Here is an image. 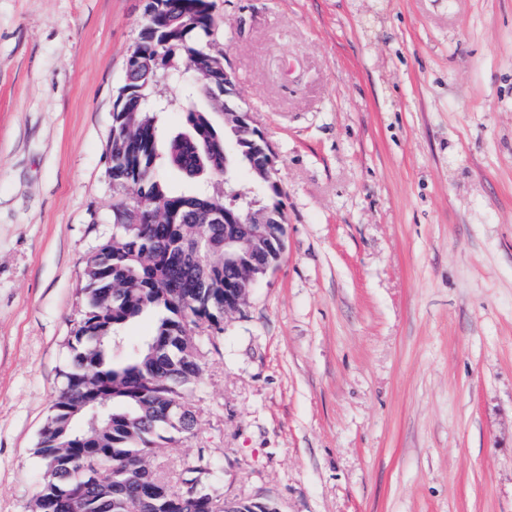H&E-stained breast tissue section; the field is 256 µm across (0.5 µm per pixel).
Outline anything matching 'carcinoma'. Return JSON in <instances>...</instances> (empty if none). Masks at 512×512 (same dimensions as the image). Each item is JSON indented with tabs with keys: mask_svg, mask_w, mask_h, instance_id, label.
Listing matches in <instances>:
<instances>
[{
	"mask_svg": "<svg viewBox=\"0 0 512 512\" xmlns=\"http://www.w3.org/2000/svg\"><path fill=\"white\" fill-rule=\"evenodd\" d=\"M213 0H164L157 9L146 4L135 49L143 58L129 74L136 96L114 106L112 138L107 149L123 145L112 156V181L144 194L161 207L172 224L119 227L103 238L84 263L81 306L68 343V371L46 417L35 454L43 475L33 497L32 512H69L68 492L86 487L78 512H214L224 501L211 494L195 507L181 506L183 484L213 480L210 449L199 448L185 464L175 489L151 506L135 502L131 491L158 478L140 464L164 445L194 433L196 424L168 409L186 393L201 371L202 352L192 349L187 328L224 314V281L234 279L224 266V235L237 234V224H214L211 214L224 211V194L210 188L224 171L227 140L217 118L231 111L224 100V71L215 70L192 85L183 108L186 131L159 144L161 106L149 110L160 79L174 76L182 63L210 54ZM259 139L238 141L237 158L251 170L260 161ZM176 171L192 189L173 187L166 170ZM266 211V233L277 243L282 225L281 191L277 186L259 198ZM200 242V259L213 276L196 280L193 265L183 259L182 239ZM152 315L150 334L129 345L123 330Z\"/></svg>",
	"mask_w": 512,
	"mask_h": 512,
	"instance_id": "1",
	"label": "carcinoma"
}]
</instances>
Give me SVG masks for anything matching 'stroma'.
Wrapping results in <instances>:
<instances>
[{"label":"stroma","instance_id":"obj_1","mask_svg":"<svg viewBox=\"0 0 512 512\" xmlns=\"http://www.w3.org/2000/svg\"><path fill=\"white\" fill-rule=\"evenodd\" d=\"M146 0H0V512H30ZM276 153L275 272L187 395L212 494L512 512V0H213Z\"/></svg>","mask_w":512,"mask_h":512}]
</instances>
